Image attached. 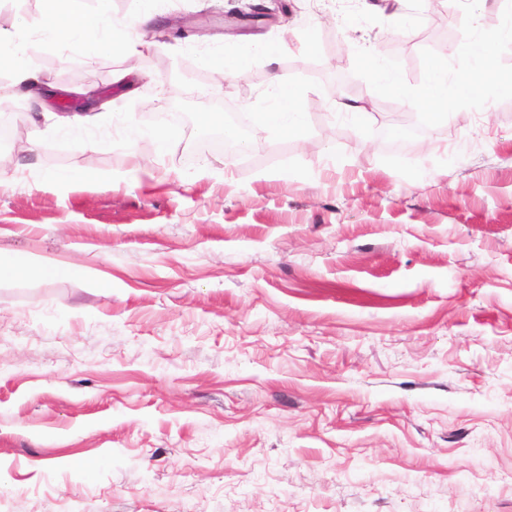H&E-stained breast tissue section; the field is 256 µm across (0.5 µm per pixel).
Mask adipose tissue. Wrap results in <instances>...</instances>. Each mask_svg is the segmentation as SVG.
I'll list each match as a JSON object with an SVG mask.
<instances>
[{
	"label": "adipose tissue",
	"instance_id": "ef3b65f1",
	"mask_svg": "<svg viewBox=\"0 0 512 512\" xmlns=\"http://www.w3.org/2000/svg\"><path fill=\"white\" fill-rule=\"evenodd\" d=\"M111 0H94L96 24H88L82 15H74L70 22L61 24L49 22L37 32L45 43L53 45L60 52L75 48L96 49L101 45L115 41L114 33L119 25L111 15ZM479 29H472L470 42L463 49L465 69L463 74L469 80L485 86L497 83L498 74L493 64V51L479 43ZM29 36L22 31H4L0 29V66H10L16 85L31 96L42 97L45 93L40 74L22 66ZM275 53L273 44L259 43L250 49L247 55L235 56L228 52L215 55H201L199 63L205 68L218 69L219 73L244 76L249 65L258 61H272ZM266 112L259 117V122L266 128L279 134L295 133L301 130L307 121V114L300 106L293 90L282 80L271 82L267 93Z\"/></svg>",
	"mask_w": 512,
	"mask_h": 512
}]
</instances>
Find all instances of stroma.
Segmentation results:
<instances>
[{
  "mask_svg": "<svg viewBox=\"0 0 512 512\" xmlns=\"http://www.w3.org/2000/svg\"><path fill=\"white\" fill-rule=\"evenodd\" d=\"M249 2L169 0L186 37L90 70L33 40L38 104L0 69V115L39 139L0 153V257L29 269L0 275V512H512V46L501 85L425 104L464 19L494 39L512 0H449L441 38L423 0H278L225 31ZM286 25L245 77L198 64ZM275 78L305 128L201 156L188 126L253 119ZM88 87L108 116L79 148L49 118ZM352 93L358 126L335 111ZM164 102L189 121L162 153ZM449 77L447 64L442 60H435L430 66L427 75V84L432 92L429 96L431 108L437 112H444L443 114L445 115L448 112V116L452 113L444 92H447Z\"/></svg>",
  "mask_w": 512,
  "mask_h": 512,
  "instance_id": "35a3bbf8",
  "label": "stroma"
}]
</instances>
